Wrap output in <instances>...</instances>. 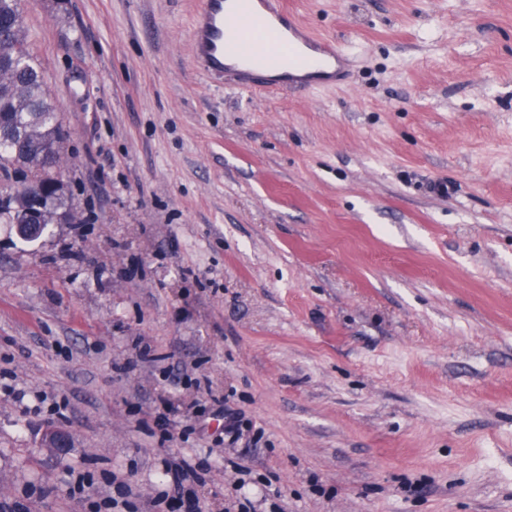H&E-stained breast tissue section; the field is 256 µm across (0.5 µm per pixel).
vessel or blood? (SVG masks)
<instances>
[{"label": "vessel or blood", "instance_id": "obj_1", "mask_svg": "<svg viewBox=\"0 0 512 512\" xmlns=\"http://www.w3.org/2000/svg\"><path fill=\"white\" fill-rule=\"evenodd\" d=\"M200 64L237 86L259 92L291 87L282 61L302 59L306 86L336 85L344 77L336 63L342 50L332 41L304 31L282 0H203L193 21Z\"/></svg>", "mask_w": 512, "mask_h": 512}]
</instances>
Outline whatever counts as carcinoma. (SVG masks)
<instances>
[{
    "label": "carcinoma",
    "instance_id": "carcinoma-1",
    "mask_svg": "<svg viewBox=\"0 0 512 512\" xmlns=\"http://www.w3.org/2000/svg\"><path fill=\"white\" fill-rule=\"evenodd\" d=\"M19 0H0V173L19 182L44 185L43 151L67 138L58 114L45 106L47 92L30 50L28 33L17 22ZM72 208L60 186L50 192L44 224L58 223Z\"/></svg>",
    "mask_w": 512,
    "mask_h": 512
}]
</instances>
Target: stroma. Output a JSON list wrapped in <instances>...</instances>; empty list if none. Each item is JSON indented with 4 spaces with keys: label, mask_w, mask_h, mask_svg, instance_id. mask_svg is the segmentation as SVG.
I'll return each instance as SVG.
<instances>
[{
    "label": "stroma",
    "mask_w": 512,
    "mask_h": 512,
    "mask_svg": "<svg viewBox=\"0 0 512 512\" xmlns=\"http://www.w3.org/2000/svg\"><path fill=\"white\" fill-rule=\"evenodd\" d=\"M283 2L347 83L206 72L202 0H22L80 220L0 223V506L152 512L178 455L203 512H512V0ZM201 463H192L185 458H173L166 465L165 474L170 477L175 489L180 490L184 482L194 481L198 471L202 470Z\"/></svg>",
    "instance_id": "35a3bbf8"
}]
</instances>
